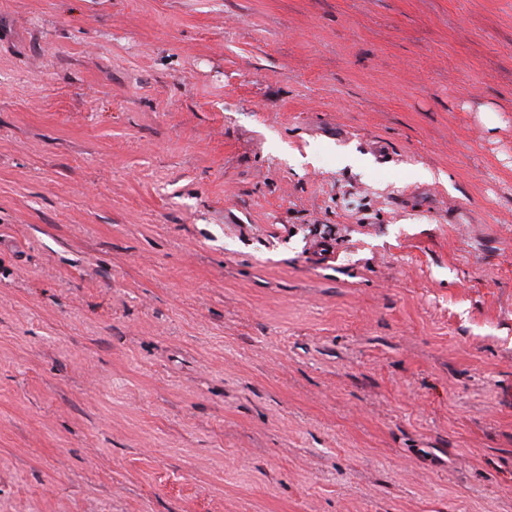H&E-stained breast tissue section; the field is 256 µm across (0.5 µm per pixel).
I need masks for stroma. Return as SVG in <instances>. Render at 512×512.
<instances>
[{
	"label": "stroma",
	"instance_id": "stroma-1",
	"mask_svg": "<svg viewBox=\"0 0 512 512\" xmlns=\"http://www.w3.org/2000/svg\"><path fill=\"white\" fill-rule=\"evenodd\" d=\"M0 512H512V0H0Z\"/></svg>",
	"mask_w": 512,
	"mask_h": 512
}]
</instances>
